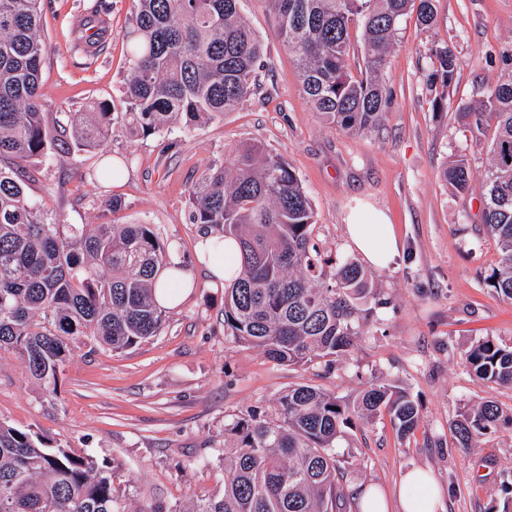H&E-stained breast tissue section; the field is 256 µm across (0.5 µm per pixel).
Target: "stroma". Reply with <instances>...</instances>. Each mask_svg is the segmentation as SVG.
I'll list each match as a JSON object with an SVG mask.
<instances>
[{"mask_svg": "<svg viewBox=\"0 0 512 512\" xmlns=\"http://www.w3.org/2000/svg\"><path fill=\"white\" fill-rule=\"evenodd\" d=\"M91 0H41L48 45L41 82L49 128L69 124L95 102L125 109L129 54L124 33L132 0H107L103 49L81 48L77 18ZM264 44L260 92L236 112L150 136L114 125L103 147L79 152L57 144L32 167L27 192L48 217L101 224L116 199V223L151 225L167 252L189 259L199 286L166 310L158 334L122 354L81 347L45 396L19 359L0 360V420L29 428L51 443L113 461L112 482L128 503L170 506L208 497L224 486V425L256 404L272 405L289 386L307 383L355 401L372 383L407 389L421 405L414 436L399 437L388 416L355 424L337 447L349 466L350 491L372 486L397 499L412 468L429 470L444 512H512V427L472 447H458L450 425L463 407L490 400L512 409V388L476 381L465 358L482 338L512 346V301L487 277L499 261L485 234L478 194L443 181L446 164L468 162L482 181L493 129L473 131L459 118L485 98L512 52V0H434L435 22L415 15L400 24L383 79L391 104L378 129L351 135L325 122L300 92L293 56L275 35L266 0H242ZM456 58L453 81L429 90L431 50ZM242 142L262 143L299 176L315 219L313 240L337 261L362 262L346 232V216L365 203L387 213L398 240L390 263L373 271L383 300L360 320L354 347L332 368L279 365L224 335V288L194 262L200 225L190 219V194L201 173L225 163ZM121 161L119 177L100 176L105 159Z\"/></svg>", "mask_w": 512, "mask_h": 512, "instance_id": "stroma-1", "label": "stroma"}]
</instances>
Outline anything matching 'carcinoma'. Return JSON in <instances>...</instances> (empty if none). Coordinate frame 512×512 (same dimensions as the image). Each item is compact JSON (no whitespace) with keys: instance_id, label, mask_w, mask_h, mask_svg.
<instances>
[{"instance_id":"obj_1","label":"carcinoma","mask_w":512,"mask_h":512,"mask_svg":"<svg viewBox=\"0 0 512 512\" xmlns=\"http://www.w3.org/2000/svg\"><path fill=\"white\" fill-rule=\"evenodd\" d=\"M241 0H134L125 33L130 54L126 110L109 104L80 112L69 127L78 151L102 145L115 121L130 135L158 133L183 119L201 125L254 95L261 39ZM276 35L295 56L301 90L325 121L352 134L378 127L389 105L380 79L399 25L416 13L429 28L432 0H267ZM361 32L364 71L349 63L351 29ZM48 47L40 0H0V355L12 353L44 394H57L73 350L92 341L119 353L158 335L165 322L154 297L168 254L148 224H63L26 192L24 168L51 145L41 66ZM429 86L451 82L455 61L431 50ZM476 130L494 125L491 160L480 184L481 221L499 250L488 276L512 301V71L460 112ZM210 167L191 193L192 223L239 250L240 270L224 287V332L281 365L330 367L360 336L372 279L354 262L336 263L313 243V210L296 172L258 143ZM460 193L473 189L467 160L442 172ZM332 267V278L325 268ZM466 361L479 381L512 387V347L473 343ZM387 414L402 436L414 433L420 406L409 393L375 382L349 405L306 383L271 406H253L224 425V486L183 511L160 503L136 512H341L350 501L335 448L354 421ZM512 425L493 401L463 408L453 423L461 448ZM111 462L50 444L0 421V512H129L112 483Z\"/></svg>"}]
</instances>
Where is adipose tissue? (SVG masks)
<instances>
[{
  "mask_svg": "<svg viewBox=\"0 0 512 512\" xmlns=\"http://www.w3.org/2000/svg\"><path fill=\"white\" fill-rule=\"evenodd\" d=\"M352 247L373 266H385L397 250V239L386 214L375 208L353 211L347 224ZM171 269L163 270L155 282L156 298L166 308H174L196 286L193 276L179 268L178 257H171ZM400 512H437L441 496L433 477L424 470L411 469L401 480Z\"/></svg>",
  "mask_w": 512,
  "mask_h": 512,
  "instance_id": "obj_1",
  "label": "adipose tissue"
}]
</instances>
